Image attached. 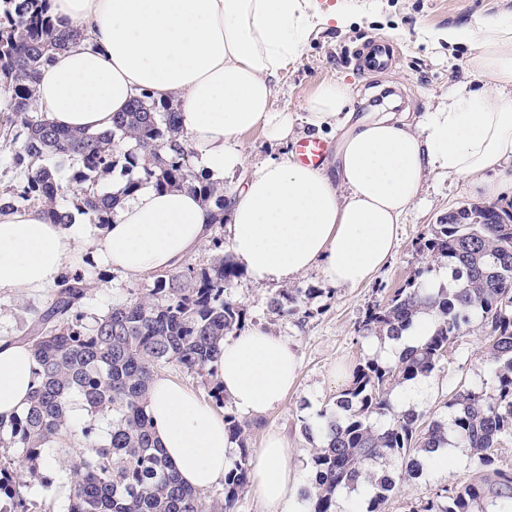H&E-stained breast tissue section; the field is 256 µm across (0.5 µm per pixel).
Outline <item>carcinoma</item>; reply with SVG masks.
<instances>
[{
    "instance_id": "cac0c4a2",
    "label": "carcinoma",
    "mask_w": 512,
    "mask_h": 512,
    "mask_svg": "<svg viewBox=\"0 0 512 512\" xmlns=\"http://www.w3.org/2000/svg\"><path fill=\"white\" fill-rule=\"evenodd\" d=\"M48 0H3L0 9V136L17 145L13 162L24 178L0 195V210L17 203L40 206L54 224L72 215L58 208L63 190L56 166L73 161L70 182L80 186L79 209L89 223L111 221L116 198L98 191L100 178L118 163L158 189L188 188L224 223V187L196 174L179 124L178 110L143 96L113 115L112 131L93 133L54 125L36 105L41 68L62 49L70 32L56 27ZM132 142L124 149L121 143ZM422 266L415 278L369 307L358 332L397 339L427 314L434 330L391 363H358L350 383L320 414L323 437L312 449V487L304 493L310 512H336V493L367 487L365 512H386L398 479L422 474L421 458L448 445L470 449L477 475L440 487L408 512H512V467L496 445L512 436V201L457 208L431 225L418 242ZM237 275L229 255L218 253L207 268L187 264L160 274L155 287L112 306L91 327L79 311L89 290L81 274L52 291L27 337L35 356V386L26 411L0 419V471L26 469L12 484L0 483V512H40L27 496L41 479L33 463L48 456L72 476L67 512H207L201 494L181 484L155 441L146 411L149 388L165 364L203 374L224 339L242 329L244 306L224 297ZM304 303L297 290L270 299L282 313ZM480 318L493 371L491 391L459 388L448 396V417L424 423L413 412L396 414L391 394L406 382L430 376L448 348ZM80 407L82 418H73ZM224 427L239 456L224 474L222 512H234L249 479L247 423L224 413ZM400 459L395 477L378 469Z\"/></svg>"
}]
</instances>
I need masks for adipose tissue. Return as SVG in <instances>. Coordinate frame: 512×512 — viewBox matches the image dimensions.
<instances>
[{
    "label": "adipose tissue",
    "mask_w": 512,
    "mask_h": 512,
    "mask_svg": "<svg viewBox=\"0 0 512 512\" xmlns=\"http://www.w3.org/2000/svg\"><path fill=\"white\" fill-rule=\"evenodd\" d=\"M79 36L42 67L37 105L55 125L103 132L132 99H175L196 171L238 179L226 190L228 253L257 283L311 269L336 287L372 280L392 255L400 218L425 175L438 171L505 192L493 176L512 163V22L449 29L448 43L478 38L470 60L479 88L457 86L447 103L412 125L391 115L355 118L350 85L321 84L304 115L277 112L274 81L315 28L348 25L342 7L316 0H49ZM342 131L334 170L291 159L248 163L230 142L259 128L283 142L297 124ZM212 215L188 189L141 184L122 198L99 235L75 221L51 223L37 208L0 212V289L57 285L74 255L91 248L105 267L138 274L173 269L211 234ZM29 345L0 340V418L22 414L33 390ZM235 408L258 416L297 379L292 348L254 327L225 340L211 365ZM147 413L182 483L219 485L232 443L224 419L176 381L159 375ZM285 438L269 437L252 464L264 512H287L297 491Z\"/></svg>",
    "instance_id": "1"
}]
</instances>
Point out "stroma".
Segmentation results:
<instances>
[{
	"mask_svg": "<svg viewBox=\"0 0 512 512\" xmlns=\"http://www.w3.org/2000/svg\"><path fill=\"white\" fill-rule=\"evenodd\" d=\"M353 15L343 29L317 28L298 56L280 71L273 95L279 112H304L318 86L343 80L350 85L353 110L359 117L394 113L418 123L435 111L448 93L461 83L479 86V79L467 66L478 47L477 41L461 45L433 43V32L451 27L478 29L488 19L512 21V0H341ZM374 39L390 41L396 49L395 65L382 73L361 74L354 66L356 51ZM248 162L283 157L293 151L292 142H274L261 129L239 135L232 143ZM484 196L468 182L445 175H427L418 197L407 208L399 226L394 253L375 277L358 288H337L326 283L318 270L292 280L254 283L238 273L226 286L227 297L247 310V327L260 326L281 337L298 357L297 380L282 403L265 414L249 418L251 448L258 449L267 435H286L293 450L292 464L299 488L309 485V457L312 444L303 424L332 404L342 390L341 375L351 374L364 358L388 359L382 341L358 333L364 312L385 291L413 278L421 258L415 244L428 234L441 216L466 204L484 203ZM72 270L83 272L91 288L81 304L86 323L103 315L113 304L130 299L154 284L151 271L126 274L98 264L90 250L76 255ZM311 289L302 313L274 311L269 297L282 289ZM49 289L31 293L0 289V340L24 341L49 298ZM489 360L479 324L464 330L448 350L440 367L429 378L423 400L415 403L425 420L444 412L449 394L459 387L481 388L490 380ZM474 461L465 455L448 469L423 474L398 484L389 502V512H408L409 502L433 489L458 484L473 473Z\"/></svg>",
	"mask_w": 512,
	"mask_h": 512,
	"instance_id": "stroma-1",
	"label": "stroma"
}]
</instances>
